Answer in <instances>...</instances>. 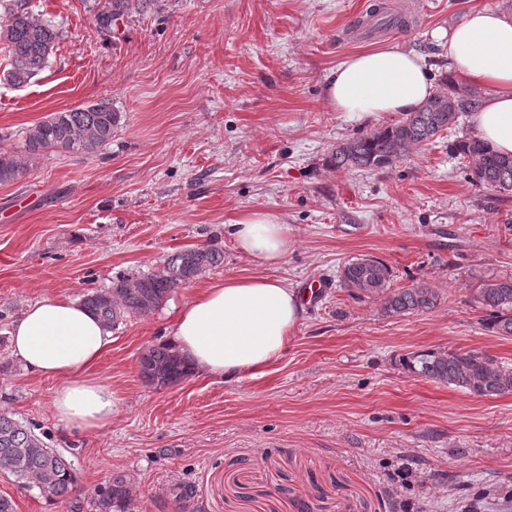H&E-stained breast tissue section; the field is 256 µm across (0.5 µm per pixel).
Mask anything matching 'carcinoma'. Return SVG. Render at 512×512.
<instances>
[{"instance_id": "1", "label": "carcinoma", "mask_w": 512, "mask_h": 512, "mask_svg": "<svg viewBox=\"0 0 512 512\" xmlns=\"http://www.w3.org/2000/svg\"><path fill=\"white\" fill-rule=\"evenodd\" d=\"M159 8L158 0H109L95 21L107 29L112 22L131 19ZM60 37L52 21L36 17L28 0H11L0 19V41L9 61L7 81L18 88L27 86L46 67ZM446 88L427 99L398 122L336 144L329 163L338 170H382L397 165L414 148L436 140L456 125L460 115L472 113L479 104L477 93L461 88L451 79ZM122 115L107 98L77 108L55 112L26 131L25 156L0 151V183L15 180L28 163L47 152H92L112 142ZM453 155L465 162L477 185L500 192L512 191V156H503L475 137L456 140ZM224 260L208 247L181 249L170 255L162 270L117 278L112 287L86 294L81 304L112 329L130 314L147 315L163 306L174 289L186 285ZM391 269L371 257L348 260L341 269L340 283L349 292L382 298L388 316L427 313L438 304V294L416 284L390 290ZM474 303L485 313L482 322L495 333L512 336V276L478 279ZM412 374L453 385L478 397L512 393V368H505L490 355L477 351L414 352L402 357ZM142 376L152 385L170 386L190 374V368L166 344L150 347L139 359ZM15 476L40 494L67 503L76 492L73 463L51 447L35 428L0 411V471ZM130 504L126 477L115 473L95 489L94 512H128Z\"/></svg>"}]
</instances>
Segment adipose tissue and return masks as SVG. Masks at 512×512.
Here are the masks:
<instances>
[{
    "mask_svg": "<svg viewBox=\"0 0 512 512\" xmlns=\"http://www.w3.org/2000/svg\"><path fill=\"white\" fill-rule=\"evenodd\" d=\"M436 38L448 41V69L484 97L473 116L477 138L512 155V15L468 13ZM435 92L423 57L398 46L353 54L329 76L327 105L358 116L415 110ZM238 251L268 265L287 256L288 228L279 214L250 210L231 226ZM299 293L282 279L232 276L198 292L178 313L167 342L197 375L231 381L257 375L283 356L302 315ZM111 342L109 329L75 300L42 298L12 324L13 355L29 374L57 384L52 409L59 422L84 431L112 422L117 400L89 377Z\"/></svg>",
    "mask_w": 512,
    "mask_h": 512,
    "instance_id": "1",
    "label": "adipose tissue"
}]
</instances>
